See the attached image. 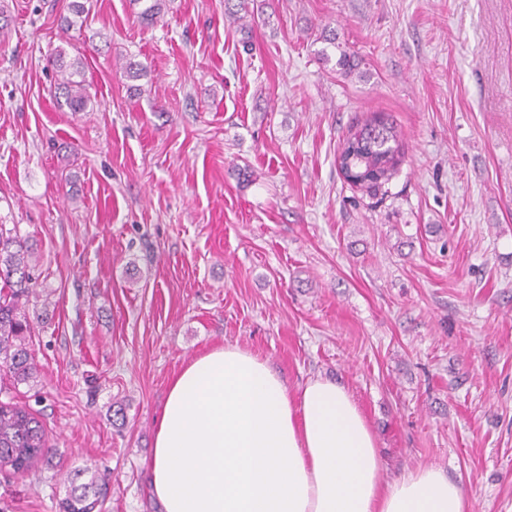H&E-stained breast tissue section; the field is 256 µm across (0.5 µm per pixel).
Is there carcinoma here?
<instances>
[{
  "label": "carcinoma",
  "mask_w": 512,
  "mask_h": 512,
  "mask_svg": "<svg viewBox=\"0 0 512 512\" xmlns=\"http://www.w3.org/2000/svg\"><path fill=\"white\" fill-rule=\"evenodd\" d=\"M51 64L56 69L67 106L82 112L89 102L82 75V62L65 61V51L56 50ZM339 158L352 170L351 186L377 192L398 171L402 148L393 123L374 115L351 127ZM37 268L28 240L17 226L0 224V394L37 377L39 367L29 348L33 321L23 309L24 300L36 294ZM44 424L39 412L0 401V471L24 473L49 459ZM66 497L60 512H99L108 495L109 478L89 467L66 473Z\"/></svg>",
  "instance_id": "carcinoma-1"
}]
</instances>
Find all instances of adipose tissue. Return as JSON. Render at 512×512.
Wrapping results in <instances>:
<instances>
[{
  "mask_svg": "<svg viewBox=\"0 0 512 512\" xmlns=\"http://www.w3.org/2000/svg\"><path fill=\"white\" fill-rule=\"evenodd\" d=\"M149 482L161 512H470L441 469L391 478L349 391L309 379L290 396L267 361L227 344L171 380Z\"/></svg>",
  "mask_w": 512,
  "mask_h": 512,
  "instance_id": "adipose-tissue-1",
  "label": "adipose tissue"
}]
</instances>
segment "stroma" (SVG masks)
<instances>
[{
	"label": "stroma",
	"instance_id": "35a3bbf8",
	"mask_svg": "<svg viewBox=\"0 0 512 512\" xmlns=\"http://www.w3.org/2000/svg\"><path fill=\"white\" fill-rule=\"evenodd\" d=\"M84 2L67 31L71 0H0V223L40 274V374L10 396L56 450L0 474V512H58L85 466L111 478L104 512H160L168 385L226 344L290 394L345 385L388 476L437 466L472 512H512V0H255L237 23L162 0L151 26ZM59 48L86 111L55 88ZM376 113L404 156L372 198L336 157ZM65 51L59 48L56 50L51 64L60 76L57 89H60L65 96L67 106L74 112H83L89 102V94L85 80H74V76H83L82 65L79 60L72 62L65 61Z\"/></svg>",
	"mask_w": 512,
	"mask_h": 512
}]
</instances>
